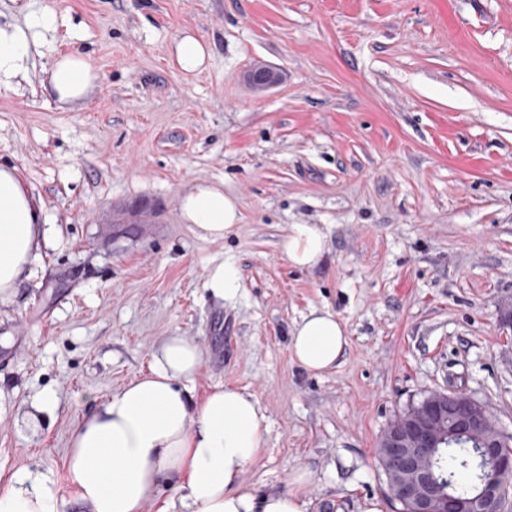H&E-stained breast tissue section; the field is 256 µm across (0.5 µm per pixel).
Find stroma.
<instances>
[{"label": "stroma", "instance_id": "stroma-1", "mask_svg": "<svg viewBox=\"0 0 512 512\" xmlns=\"http://www.w3.org/2000/svg\"><path fill=\"white\" fill-rule=\"evenodd\" d=\"M46 8L30 82L0 88V162L55 226L0 306V488L45 473L72 512L74 426L175 333L204 350L195 395L242 389L267 416L246 484L309 472V512H391L379 441L429 392L470 395L512 438V0H0V23ZM186 33L210 48L194 75ZM68 51L100 79L64 107L40 82ZM259 61L283 73L261 95L242 80ZM202 181L241 213L219 241L179 216ZM137 204L146 225L112 234ZM293 224L326 234L317 267L289 263ZM222 261L232 299L204 287ZM323 307L349 346L313 373L288 344ZM40 392L57 406L31 427ZM209 50L202 39L186 34L175 44L173 55L179 69L185 73H194L204 67ZM241 276L236 264L221 262L209 268L204 287L224 299L234 298L240 290Z\"/></svg>", "mask_w": 512, "mask_h": 512}]
</instances>
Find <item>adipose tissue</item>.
Returning a JSON list of instances; mask_svg holds the SVG:
<instances>
[{"label":"adipose tissue","mask_w":512,"mask_h":512,"mask_svg":"<svg viewBox=\"0 0 512 512\" xmlns=\"http://www.w3.org/2000/svg\"><path fill=\"white\" fill-rule=\"evenodd\" d=\"M50 11L25 25L0 24V84L27 79L33 50L53 31ZM98 73L78 52L55 57L44 94L72 104L96 86ZM183 223L202 239H224L241 219L222 185L200 182L180 201ZM43 203L16 168L0 164V305L12 301L25 273L40 258L51 234ZM283 250L297 268H313L326 252V235L316 224L291 225ZM349 339L330 309H315L291 332L289 352L315 373L336 366ZM203 361L201 346L186 337H163L149 373L124 384L74 428L67 454L66 483L78 512H143L163 482L188 490V512H309L308 473H296L286 491L256 496L243 481L267 429V418L250 393L216 387L203 398L193 382ZM0 512H60L50 476L17 471L0 489Z\"/></svg>","instance_id":"ef3b65f1"}]
</instances>
